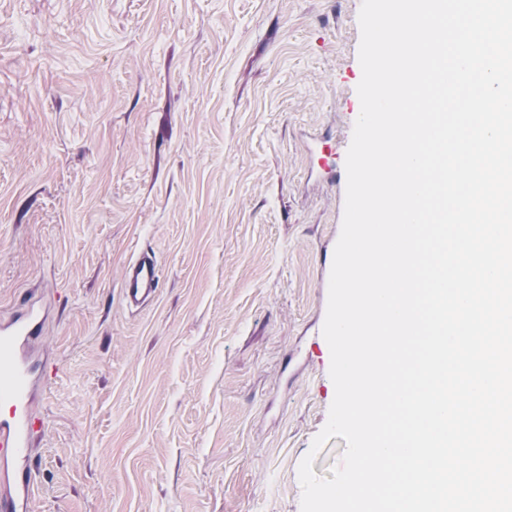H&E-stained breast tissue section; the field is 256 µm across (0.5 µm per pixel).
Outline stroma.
Returning <instances> with one entry per match:
<instances>
[{"label":"stroma","mask_w":512,"mask_h":512,"mask_svg":"<svg viewBox=\"0 0 512 512\" xmlns=\"http://www.w3.org/2000/svg\"><path fill=\"white\" fill-rule=\"evenodd\" d=\"M361 2L0 0V324L47 307L30 512H301ZM160 287V264L157 256L140 252L123 268L121 292L125 306L137 311L151 301Z\"/></svg>","instance_id":"obj_1"}]
</instances>
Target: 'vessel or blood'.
Returning a JSON list of instances; mask_svg holds the SVG:
<instances>
[{
  "mask_svg": "<svg viewBox=\"0 0 512 512\" xmlns=\"http://www.w3.org/2000/svg\"><path fill=\"white\" fill-rule=\"evenodd\" d=\"M160 286L157 256L140 252L123 268L121 292L129 310L151 301ZM41 306L24 301L15 318L0 325V512H28L34 495L31 462L42 422L35 414L34 344L43 332Z\"/></svg>",
  "mask_w": 512,
  "mask_h": 512,
  "instance_id": "1",
  "label": "vessel or blood"
}]
</instances>
